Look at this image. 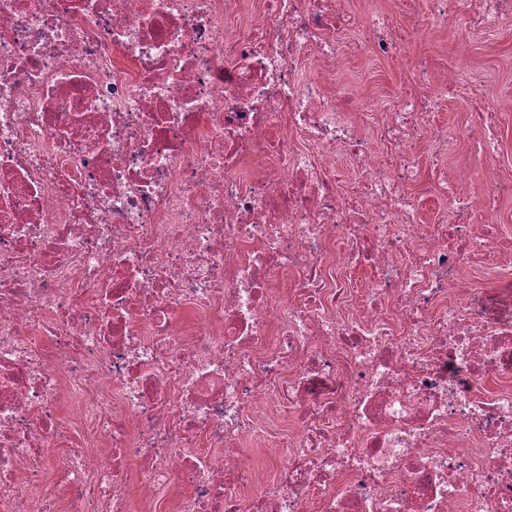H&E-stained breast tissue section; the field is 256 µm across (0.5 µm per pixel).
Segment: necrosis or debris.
<instances>
[{
    "mask_svg": "<svg viewBox=\"0 0 512 512\" xmlns=\"http://www.w3.org/2000/svg\"><path fill=\"white\" fill-rule=\"evenodd\" d=\"M418 3L401 27L344 0H0V512H135L131 466L151 512H512V319L469 269L512 268L499 115L420 123L462 66L387 104L336 85L355 31L404 61L430 22L512 27V0ZM473 129L494 166L448 170ZM500 208V224H502L499 235L500 246L504 250L512 251V195L501 198Z\"/></svg>",
    "mask_w": 512,
    "mask_h": 512,
    "instance_id": "obj_1",
    "label": "necrosis or debris"
}]
</instances>
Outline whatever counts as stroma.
I'll return each instance as SVG.
<instances>
[{"mask_svg":"<svg viewBox=\"0 0 512 512\" xmlns=\"http://www.w3.org/2000/svg\"><path fill=\"white\" fill-rule=\"evenodd\" d=\"M411 52L414 57L428 62L432 75H440L463 62L481 82L477 98L454 96L441 111L423 113L422 122L452 130L465 125L467 115L476 103L493 104L501 114L503 152L500 160L512 162V27L473 35L466 51L462 52L449 26L433 22L413 43ZM339 83L382 103L391 101L398 91L418 86L413 71L388 59L370 58L363 46L347 51Z\"/></svg>","mask_w":512,"mask_h":512,"instance_id":"obj_1","label":"stroma"}]
</instances>
